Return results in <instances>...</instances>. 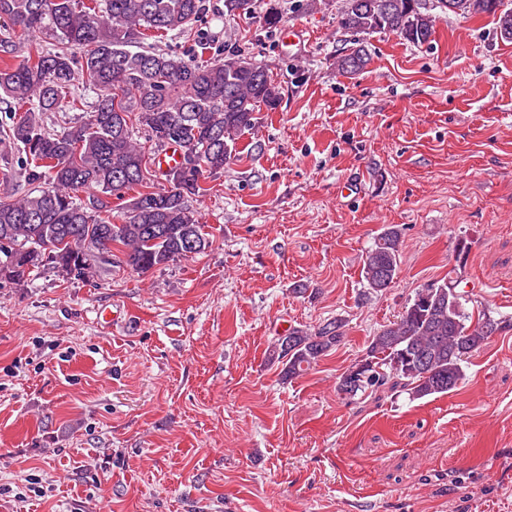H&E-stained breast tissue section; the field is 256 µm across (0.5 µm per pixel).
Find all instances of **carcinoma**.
Returning a JSON list of instances; mask_svg holds the SVG:
<instances>
[{
	"instance_id": "carcinoma-1",
	"label": "carcinoma",
	"mask_w": 512,
	"mask_h": 512,
	"mask_svg": "<svg viewBox=\"0 0 512 512\" xmlns=\"http://www.w3.org/2000/svg\"><path fill=\"white\" fill-rule=\"evenodd\" d=\"M0 0V56L15 55L16 37L44 33L52 48L0 68V95L23 115L10 128L28 180L46 184L20 199L0 200V284H20L36 268L90 278L96 263L112 264V245L137 274L210 247L206 225L188 204L206 196L208 180L239 156L238 141L253 130L262 109H277L280 86L267 69L239 49L221 59L193 50L182 54L141 49L149 36L186 35L205 12V0ZM450 14L497 19L500 38L512 42V7L505 0H439ZM438 16L423 0H345L339 28L355 35L390 34L413 45L430 42ZM370 55L363 43L337 58L343 76L363 72ZM97 95L88 118L60 132H47L35 112L77 108L84 94ZM144 134L134 138L133 125ZM180 157L163 172L167 186L155 189L152 152L168 147ZM80 192L125 200L117 216L96 199V211L78 202ZM401 229L374 238L362 266L368 289L391 286L400 268ZM109 257L94 255L96 246ZM461 277L418 288L397 322L385 326L367 347L365 369L345 371L338 391L402 388L414 400L447 395L465 378L474 353L490 338L495 322L512 325L488 308L468 309ZM343 321L316 328L290 326L268 348L267 359L282 376L305 374L336 349Z\"/></svg>"
}]
</instances>
